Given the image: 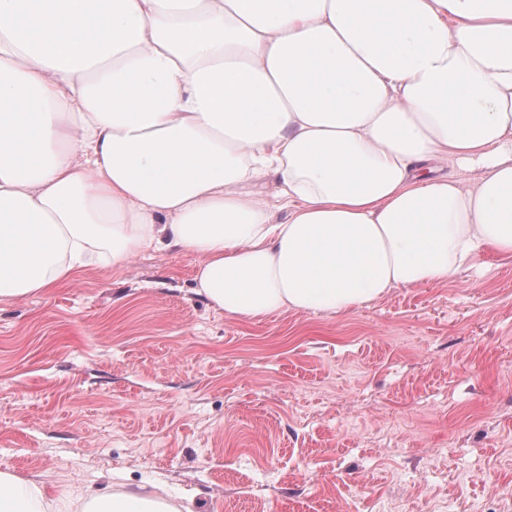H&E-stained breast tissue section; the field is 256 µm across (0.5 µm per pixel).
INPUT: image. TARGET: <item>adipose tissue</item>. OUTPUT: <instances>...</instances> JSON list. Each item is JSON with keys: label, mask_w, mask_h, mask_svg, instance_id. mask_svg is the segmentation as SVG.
Here are the masks:
<instances>
[{"label": "adipose tissue", "mask_w": 512, "mask_h": 512, "mask_svg": "<svg viewBox=\"0 0 512 512\" xmlns=\"http://www.w3.org/2000/svg\"><path fill=\"white\" fill-rule=\"evenodd\" d=\"M172 248L252 319L511 257L512 0H0V303ZM0 512L193 509L1 470Z\"/></svg>", "instance_id": "ef3b65f1"}]
</instances>
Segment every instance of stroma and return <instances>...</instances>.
Returning <instances> with one entry per match:
<instances>
[{
    "instance_id": "35a3bbf8",
    "label": "stroma",
    "mask_w": 512,
    "mask_h": 512,
    "mask_svg": "<svg viewBox=\"0 0 512 512\" xmlns=\"http://www.w3.org/2000/svg\"><path fill=\"white\" fill-rule=\"evenodd\" d=\"M351 313L230 318L194 257L0 304V470L196 512H512V258Z\"/></svg>"
}]
</instances>
